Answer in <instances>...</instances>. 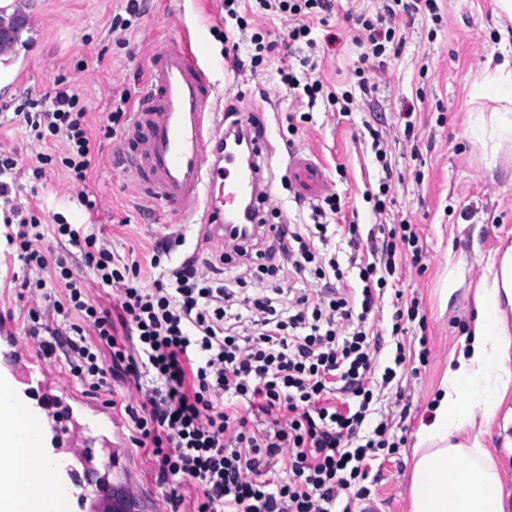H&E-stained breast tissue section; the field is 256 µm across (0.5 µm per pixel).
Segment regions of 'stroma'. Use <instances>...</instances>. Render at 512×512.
I'll list each match as a JSON object with an SVG mask.
<instances>
[{
    "label": "stroma",
    "instance_id": "1",
    "mask_svg": "<svg viewBox=\"0 0 512 512\" xmlns=\"http://www.w3.org/2000/svg\"><path fill=\"white\" fill-rule=\"evenodd\" d=\"M384 0H336L334 12L315 23V47L302 57L278 48L260 66L250 63L251 37L283 40L288 27L273 14L253 13L248 0L239 12L245 29L224 19V0H141L139 14L128 17L125 27L112 28L115 15L124 14L126 0H25L24 14L31 38L15 63L27 72L25 83L8 80L0 70V151L17 160L13 197L31 201L45 234L44 246L63 254L75 277L88 284L89 299L120 316L116 292L93 280V273L77 249L58 243L53 236L55 214L69 223L84 225L97 234L117 257L136 254L141 260V281L152 287L164 270L152 267L150 257L162 239L184 234L186 243L177 256L209 258L223 253L224 245L201 246L203 230L182 223L172 214L147 209L137 196L131 177L120 166L125 121L108 123L116 109L132 112L146 75L151 42L174 34L185 25L191 37H202L215 63L210 80L222 98V109L262 111L268 121L270 199L267 218L273 224L292 223L310 203H296L287 179V151L306 152L324 164L330 193L341 200L340 213L327 217L338 228L356 223L361 233L383 237L391 225H415L423 247L424 272L407 267L397 287L405 298L418 299L425 325L411 323L404 343L419 352L420 337H428L432 358L418 373H405L402 385L412 400L409 415H402L389 393H382L379 410L404 418L406 442L390 458L376 460L369 470L374 480L376 512H410L409 488L414 465L416 433L430 416L428 406L448 367L452 350L465 340L462 328L475 311L474 292L495 249L512 244V160L488 171L473 145L467 124L470 84L492 56H512V24L501 21L496 0H436V15H418L405 22L404 44L398 55L385 61L364 59L365 48L355 42L357 15L374 16ZM239 45L237 59L224 55L225 41ZM304 66L311 79L331 90L352 91L349 112L326 102L308 107L281 83L279 69ZM374 84L370 95L358 89L359 80ZM66 88L79 94L88 110V123L101 150L85 184L73 183L59 166L47 167L34 178L36 156L44 146L16 117L26 99H38ZM378 131L387 153L379 161L371 148V131ZM390 165L389 190L383 195L385 210L375 213L365 193H378L383 165ZM93 192L96 209H86L82 192ZM380 193V192H379ZM12 273L0 265V312H13L5 326L15 336L17 354L0 355V377L23 388L25 355L39 352L28 336L24 313L34 306L31 297H19ZM457 289L449 303H441L445 279ZM61 385L75 392L86 406L111 412L112 401L139 404L135 386L114 380L113 392L92 391L71 376L63 355H54ZM92 451H81L79 436L56 442L45 437L44 453H60L78 469L111 463L122 469L135 461L147 493L141 512H171L164 488L155 480L153 465L143 450L133 448L130 433L114 437L97 432Z\"/></svg>",
    "mask_w": 512,
    "mask_h": 512
}]
</instances>
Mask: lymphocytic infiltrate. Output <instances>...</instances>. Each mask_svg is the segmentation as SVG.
I'll return each mask as SVG.
<instances>
[{
	"mask_svg": "<svg viewBox=\"0 0 512 512\" xmlns=\"http://www.w3.org/2000/svg\"><path fill=\"white\" fill-rule=\"evenodd\" d=\"M255 3L287 17L292 45L308 39L318 12L333 9V0ZM397 13L388 6L363 20L372 57L402 48ZM16 115L37 140L63 145L61 153L37 155L35 176L52 164L73 181H86L100 148L78 94L58 90L29 101ZM339 209L337 197L328 196L314 208L312 223L280 227L266 250L236 245L233 255L246 257L245 268L259 283L245 293L223 277L226 254L202 264L191 257L172 263L153 287H143L137 259L115 258L96 234L55 215L57 238L82 253L100 285L117 292L126 330L120 339L110 311L89 303L65 259L43 252L36 215L14 205L0 221L27 271L21 289L40 290L44 301L27 311L29 335L45 355L62 353L81 385L107 391L114 378L135 385L142 400L125 405L123 417L173 507L185 500L182 487L195 486L201 495L193 512H352L355 502L372 495L370 461L397 452L392 424L375 419L373 401L377 388L394 387L407 368L399 337L419 309L398 297L385 300L384 293L398 274L403 247L420 264V238L411 225L396 224L382 246L340 263L314 247L326 238L325 213ZM286 265L323 282V290L310 294L278 285ZM348 267L358 272L359 291L342 285ZM265 280L271 289L262 288ZM386 317L397 339L391 349L377 330ZM89 328L95 341L86 339ZM105 349L112 356L108 371L99 363ZM384 354L386 367L380 364ZM394 389L404 400V389ZM260 415L261 425L255 422ZM283 459L288 466L281 471Z\"/></svg>",
	"mask_w": 512,
	"mask_h": 512,
	"instance_id": "1",
	"label": "lymphocytic infiltrate"
}]
</instances>
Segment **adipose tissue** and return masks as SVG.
<instances>
[{
	"instance_id": "obj_1",
	"label": "adipose tissue",
	"mask_w": 512,
	"mask_h": 512,
	"mask_svg": "<svg viewBox=\"0 0 512 512\" xmlns=\"http://www.w3.org/2000/svg\"><path fill=\"white\" fill-rule=\"evenodd\" d=\"M469 129L488 168L512 156V63L485 67L470 88ZM477 315L466 350L442 382L433 415L415 445L412 512H506L503 483L487 446L512 396V246L488 263L476 290ZM36 425L9 429L4 450L16 479L39 472L54 512L63 492L37 452Z\"/></svg>"
}]
</instances>
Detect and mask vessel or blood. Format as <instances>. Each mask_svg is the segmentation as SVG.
I'll return each instance as SVG.
<instances>
[{
    "label": "vessel or blood",
    "instance_id": "vessel-or-blood-1",
    "mask_svg": "<svg viewBox=\"0 0 512 512\" xmlns=\"http://www.w3.org/2000/svg\"><path fill=\"white\" fill-rule=\"evenodd\" d=\"M208 50L203 39L190 40L177 33L153 42L148 76L124 131V170L138 194L149 204L174 214L184 222L206 225L210 241H222L224 222L235 212L242 197L260 202L261 163L265 137H253L255 113H240L238 125L250 133V156L241 158L236 148L224 141V122L215 108L216 95L206 71ZM288 179L295 194L314 201L327 190L324 166L309 154H288ZM54 365L41 358L27 361L26 382L39 390L54 378ZM61 432L69 421L83 413L84 404L58 407L55 400L44 402ZM73 485L87 489L100 500H118L126 512H137L143 489L134 477L115 483L109 469L95 472L75 470ZM40 478L13 480L8 470L0 471V499L21 502L33 508Z\"/></svg>",
    "mask_w": 512,
    "mask_h": 512
}]
</instances>
